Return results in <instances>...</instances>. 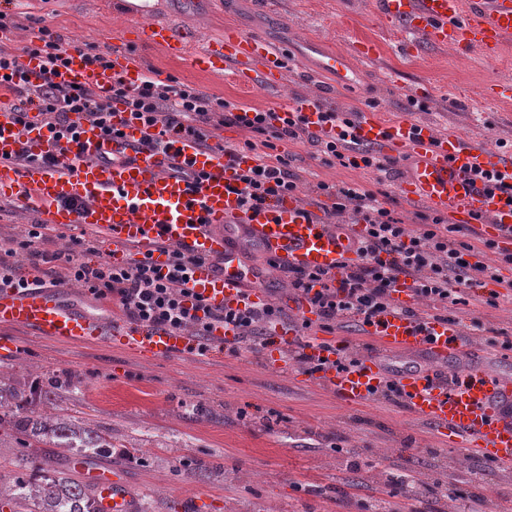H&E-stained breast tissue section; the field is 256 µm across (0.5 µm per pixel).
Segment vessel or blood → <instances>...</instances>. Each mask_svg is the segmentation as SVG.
Masks as SVG:
<instances>
[{"label":"vessel or blood","instance_id":"vessel-or-blood-1","mask_svg":"<svg viewBox=\"0 0 512 512\" xmlns=\"http://www.w3.org/2000/svg\"><path fill=\"white\" fill-rule=\"evenodd\" d=\"M378 14L403 29L406 48L426 42L453 46L461 53L478 52L488 60L512 51V0H375ZM283 54L264 38L228 28L221 41L208 44L197 56L199 67L228 71L242 85L261 79L280 80L277 66ZM112 70L99 73L73 56L63 77L68 81L105 87L113 75L139 83L142 72L124 54L114 55ZM320 70L349 85L355 72L344 55L328 52ZM313 130L335 135L321 120L320 104L295 103ZM361 142L391 156H408L411 167L401 181L403 194L426 202L450 223H470L485 217L484 237L504 247L512 245V154L493 151L461 136L435 134L412 120L385 122L380 113L365 111L354 118ZM137 127L110 141L91 122H82L81 151H57L45 130L16 120L11 104L0 103V159L23 158L21 181L32 193L30 204L49 224H85L102 231L112 244V258L133 254L165 262L161 247L178 246L205 257L189 282L194 292L214 306H233L240 298V253L229 248L225 229L238 225L248 239L279 262L308 271H337L354 259L351 240L322 224L298 197L275 198L267 205L243 211L230 192L238 170L251 163L241 153L236 165L204 153L189 137L174 134L167 151L151 152L141 145ZM55 151L57 162L40 158ZM192 165L206 177L199 191L168 172L171 163ZM24 329L66 345H100L156 359L192 356L198 339L187 332L161 326L146 327L112 320L104 309L74 308L66 289L0 288V326ZM461 329L453 321L428 317L420 321L385 312L365 327L375 348L361 366L339 372L326 368L317 375L347 406L360 405L380 389L388 376L384 353H422L428 367L399 374L401 398L417 417L465 439L470 454L501 468H512V380L480 364L448 369L464 351ZM96 485L103 512H133L134 496L117 472L87 471Z\"/></svg>","mask_w":512,"mask_h":512}]
</instances>
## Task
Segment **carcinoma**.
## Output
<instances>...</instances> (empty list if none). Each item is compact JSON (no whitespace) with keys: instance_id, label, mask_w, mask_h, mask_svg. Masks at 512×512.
<instances>
[{"instance_id":"cac0c4a2","label":"carcinoma","mask_w":512,"mask_h":512,"mask_svg":"<svg viewBox=\"0 0 512 512\" xmlns=\"http://www.w3.org/2000/svg\"><path fill=\"white\" fill-rule=\"evenodd\" d=\"M81 381L67 373L54 374L43 385L5 386L0 383V436H12L20 448L48 451L26 459V472L0 491V508L7 512H100L89 484L75 478L76 468L96 466L112 454V436L80 427L41 407L62 390L73 392Z\"/></svg>"}]
</instances>
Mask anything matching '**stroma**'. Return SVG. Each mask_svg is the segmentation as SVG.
Returning <instances> with one entry per match:
<instances>
[{
	"instance_id": "35a3bbf8",
	"label": "stroma",
	"mask_w": 512,
	"mask_h": 512,
	"mask_svg": "<svg viewBox=\"0 0 512 512\" xmlns=\"http://www.w3.org/2000/svg\"><path fill=\"white\" fill-rule=\"evenodd\" d=\"M7 13L15 40L34 39L50 26L65 40L112 53L123 52L152 68L236 106L287 108L289 100L317 98L324 109L381 112L390 121L414 119L437 133L456 132L512 149V55L490 62L452 47L406 51L404 38L377 14L374 0H15ZM165 22L187 37L181 56L148 41L149 23ZM232 27L259 35L289 56L279 87L245 90L231 77L204 72L196 55ZM372 39L376 56L359 59L356 40ZM345 55L357 76L338 85L316 65L317 50ZM290 156L303 199L318 198L317 182H356L378 192L381 202L409 228L429 213L425 203L404 199L398 188L408 165L396 160L386 172L328 165L308 142H280ZM39 213L20 197H0V244L22 238ZM247 266L262 270L263 301L288 307L295 294L284 270L266 264L265 253L247 246ZM487 289L448 310L463 325L480 320L471 335L484 364L512 378V301L486 302ZM18 350L0 358V381L36 380L64 370L81 392L63 402L68 415L112 433V464L137 494L144 512H363L374 500L386 512H512V471L449 447L432 425L404 403L373 398L342 405L313 375L296 364L266 365L264 351L246 347L223 357L142 359L117 349L60 345L21 329L0 327ZM204 461L184 471L183 461ZM409 475L412 494H392L388 479Z\"/></svg>"
}]
</instances>
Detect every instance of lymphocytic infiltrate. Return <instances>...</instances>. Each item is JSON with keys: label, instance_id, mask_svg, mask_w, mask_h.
<instances>
[{"label": "lymphocytic infiltrate", "instance_id": "1", "mask_svg": "<svg viewBox=\"0 0 512 512\" xmlns=\"http://www.w3.org/2000/svg\"><path fill=\"white\" fill-rule=\"evenodd\" d=\"M14 22L0 13V92L19 98L18 116L27 121L29 109L44 117V126L53 141L73 145L78 141L76 120L90 119L109 140L123 133L112 124L116 108L128 112L131 122L145 131L143 145L151 151L165 150L172 132L193 137L203 148L234 162L239 150L226 146L219 130L235 126L260 135V142H245L253 164L243 170L233 187L243 208L251 209L271 198L296 194L298 176L287 156L268 152L271 140L314 142L325 163L344 168L386 170L383 159L370 154L351 158L357 143L354 124L346 113L328 111L325 121L335 123L336 138L325 140L310 130L300 112H275L253 108H234L188 84L149 71L141 85L126 84L114 77L108 87L73 85L63 80L70 63L72 45L63 43L50 27H42L39 43L9 45ZM40 58L43 80L31 85L25 58ZM316 188L333 202L336 212L353 210L363 231L352 240L355 260L339 274L288 267L290 288L306 298L314 308L321 329H331L339 320L367 324L392 306V295L399 281L410 284L412 305L403 307L406 316H416V301L428 300L453 307L463 303L473 288H489L488 304L499 297L494 286L502 282L499 266L477 260L472 245L451 238V226L440 215L422 216L419 227L408 230L405 224L379 201L372 190L357 183ZM43 227L31 225L25 240L14 242L0 258V287L29 288L42 285L40 276L18 275L16 266L28 263L32 269L51 262L52 254L32 250V240L42 238ZM166 265L151 258H130L123 263L100 260V246L85 247L84 258L72 260L70 277L95 299L111 303L131 323L161 325L174 331L193 329L204 336L217 323L234 326L237 341H247L257 324H275L284 319L283 309L275 304L243 302L241 306L215 307L189 288L192 269L200 257L165 246ZM505 283V282H502ZM512 289V282L505 283Z\"/></svg>", "mask_w": 512, "mask_h": 512}]
</instances>
